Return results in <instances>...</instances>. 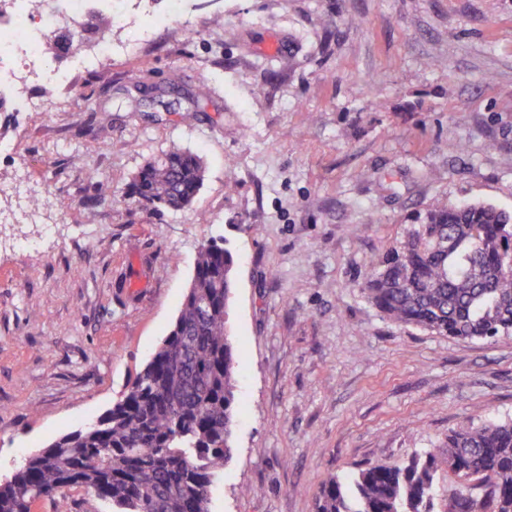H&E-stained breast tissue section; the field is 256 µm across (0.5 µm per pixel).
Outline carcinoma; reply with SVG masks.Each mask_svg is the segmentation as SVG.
Listing matches in <instances>:
<instances>
[{
  "label": "carcinoma",
  "instance_id": "obj_1",
  "mask_svg": "<svg viewBox=\"0 0 512 512\" xmlns=\"http://www.w3.org/2000/svg\"><path fill=\"white\" fill-rule=\"evenodd\" d=\"M58 30L69 51L112 31L96 16ZM201 159L172 149L143 166L132 197L183 210L203 184ZM114 200L94 187L92 205ZM234 254L201 245L172 329L120 400L91 425L53 441L0 481V512H33L82 488L112 512H209L214 480L231 459L237 354L226 332ZM361 288L391 321L441 336L483 340L512 335V212L487 203L435 204L402 239L369 262ZM444 460L462 479L448 512H512V419L448 433ZM436 456L414 453L322 483L314 512H435Z\"/></svg>",
  "mask_w": 512,
  "mask_h": 512
}]
</instances>
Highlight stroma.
Here are the masks:
<instances>
[{"label":"stroma","mask_w":512,"mask_h":512,"mask_svg":"<svg viewBox=\"0 0 512 512\" xmlns=\"http://www.w3.org/2000/svg\"><path fill=\"white\" fill-rule=\"evenodd\" d=\"M181 3L159 24L167 0H125L124 54L46 39L54 81L14 90L46 110L0 112V181L52 200L0 226V477L121 397L211 239L237 260L238 366L210 512H313L330 475L512 418V336L402 327L359 288L430 203L512 210V0ZM174 148L205 168L192 205L131 198ZM35 512L112 509L74 488Z\"/></svg>","instance_id":"1"}]
</instances>
